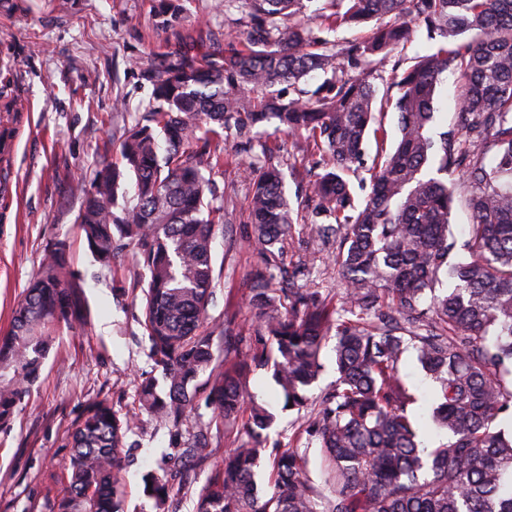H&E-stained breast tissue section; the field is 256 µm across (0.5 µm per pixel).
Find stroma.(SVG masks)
<instances>
[{
  "mask_svg": "<svg viewBox=\"0 0 512 512\" xmlns=\"http://www.w3.org/2000/svg\"><path fill=\"white\" fill-rule=\"evenodd\" d=\"M153 5L154 0H16L15 6L0 7V63L12 66L14 92L29 106L19 123L8 128L10 162L0 168V183L7 188L0 194V333L9 330L13 312L54 237L71 243L70 261L82 277L89 311L85 324L61 329L26 410L0 427V512H51L62 490L71 425L83 406L104 397L116 409L128 407L139 376L153 369L134 294L136 284L147 277L134 270L127 257L111 270L95 262L75 224L81 186L91 169L114 156L119 146L117 136L126 116L115 110L116 97H125L134 110L149 101L150 90L137 68L141 59L162 51L178 34L208 48L205 31L195 24L205 15L215 30L242 29L237 10L216 15L214 0H184L183 27L178 34L165 33L156 26ZM260 138L279 146L285 192L294 210H302L305 172L295 163V136L268 124ZM243 162V155L229 146L223 166L212 171L239 217L245 214L248 197ZM306 252L312 261L300 283L340 291L327 247L306 249L298 239L289 240V267H296ZM215 257L224 295L212 316L245 314L243 283L258 265V256L220 235ZM247 392L275 414L271 438L295 446L303 416L282 410L265 370L253 372ZM135 440V463L124 473L127 508L152 512L151 501L139 489V474L157 467L169 433L145 415Z\"/></svg>",
  "mask_w": 512,
  "mask_h": 512,
  "instance_id": "stroma-1",
  "label": "stroma"
}]
</instances>
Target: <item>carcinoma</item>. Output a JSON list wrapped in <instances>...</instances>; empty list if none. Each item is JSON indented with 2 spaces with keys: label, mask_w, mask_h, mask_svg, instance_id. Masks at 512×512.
<instances>
[{
  "label": "carcinoma",
  "mask_w": 512,
  "mask_h": 512,
  "mask_svg": "<svg viewBox=\"0 0 512 512\" xmlns=\"http://www.w3.org/2000/svg\"><path fill=\"white\" fill-rule=\"evenodd\" d=\"M311 2L217 0L219 12H242L243 37L227 34L204 52L178 39L139 63L152 87L143 111L116 99L129 120L116 157L83 183L76 224L101 267L129 251L148 271L141 325L161 378L142 379L124 410L106 399L84 407L52 512H127V439L145 413L170 428L164 467L141 473L153 512H175L186 469L208 458L226 420L240 421L241 433L194 492L193 512H512V428L501 427L512 424V0H318L310 12ZM154 16L165 30L181 26L182 0H157ZM343 25L369 31L342 47L314 32ZM421 27L436 51L396 64V94L377 98L382 67ZM315 71L324 81L299 88ZM446 71L459 81L456 128L436 140ZM389 110L399 130L390 150ZM270 123L306 133L311 217L291 208L278 167L245 165L247 226L235 242L261 260L245 285L250 330L209 313L224 295L213 253L224 192L206 174L224 160L228 135L250 155L271 153L254 140ZM370 138L377 171L356 187L349 174ZM461 193L471 220L460 243L450 215ZM298 223L307 239L333 246L341 296L299 285L285 266ZM86 320L70 243L55 237L0 336V426L23 409L56 329ZM331 337L336 380L315 399ZM410 349L438 384L428 424L447 432L442 447L422 446L420 422L407 414L414 394L400 365ZM256 369L271 373L283 409L307 411L305 448H266L274 416L245 397ZM201 400L211 419L188 437L183 425ZM313 446L320 484L308 475Z\"/></svg>",
  "instance_id": "1"
}]
</instances>
